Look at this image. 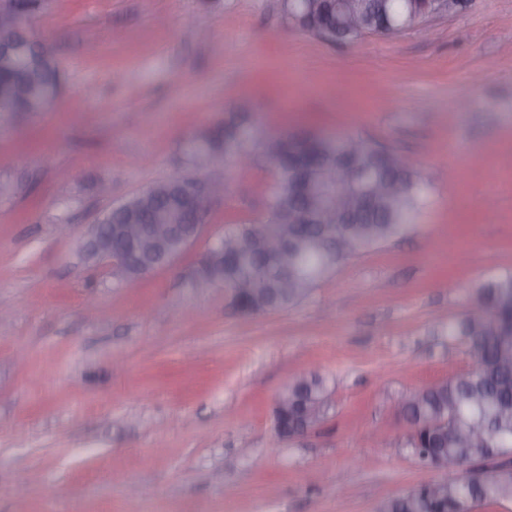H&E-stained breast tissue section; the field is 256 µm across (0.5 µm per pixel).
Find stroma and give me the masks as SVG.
I'll return each instance as SVG.
<instances>
[{
    "label": "stroma",
    "mask_w": 512,
    "mask_h": 512,
    "mask_svg": "<svg viewBox=\"0 0 512 512\" xmlns=\"http://www.w3.org/2000/svg\"><path fill=\"white\" fill-rule=\"evenodd\" d=\"M30 29L64 85L0 129V182L24 184L0 196V512H377L442 479L393 401L470 368L443 328L512 269V0L345 44L287 24L281 0H42ZM244 98L272 130L358 133L437 176L416 228L241 315L188 277L227 220L265 209L266 169L229 161L202 239L140 287L80 260L87 224ZM310 371L330 408L279 438L275 396Z\"/></svg>",
    "instance_id": "stroma-1"
}]
</instances>
